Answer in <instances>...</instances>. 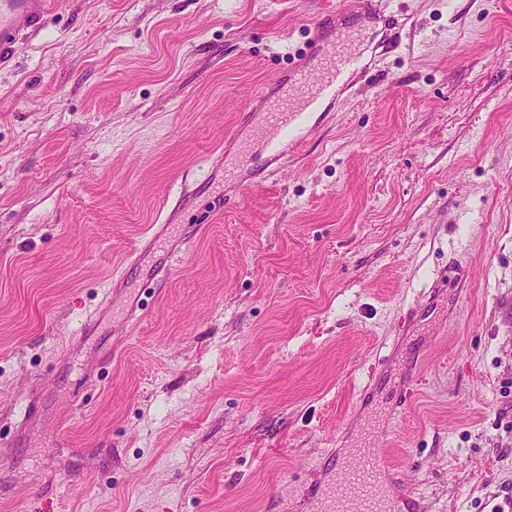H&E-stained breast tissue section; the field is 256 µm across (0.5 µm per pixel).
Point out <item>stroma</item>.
<instances>
[{
	"label": "stroma",
	"instance_id": "35a3bbf8",
	"mask_svg": "<svg viewBox=\"0 0 512 512\" xmlns=\"http://www.w3.org/2000/svg\"><path fill=\"white\" fill-rule=\"evenodd\" d=\"M341 24L375 70L243 168ZM351 448L420 512L512 495V0H51L0 68V512H302Z\"/></svg>",
	"mask_w": 512,
	"mask_h": 512
}]
</instances>
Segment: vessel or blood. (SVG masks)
Listing matches in <instances>:
<instances>
[{
	"label": "vessel or blood",
	"instance_id": "obj_1",
	"mask_svg": "<svg viewBox=\"0 0 512 512\" xmlns=\"http://www.w3.org/2000/svg\"><path fill=\"white\" fill-rule=\"evenodd\" d=\"M50 0H0V58H8L21 38L36 28L49 10ZM353 31L342 29L333 45L316 43L312 57L317 72L290 71L280 84L285 91L270 97L268 89L253 97L254 106L244 113L241 129H256L262 139L265 162L287 166L310 133L312 115L332 88L352 77H365L371 66L356 51ZM391 467L371 449H356L346 465L329 467L325 479L311 492L309 512H392L386 486Z\"/></svg>",
	"mask_w": 512,
	"mask_h": 512
}]
</instances>
